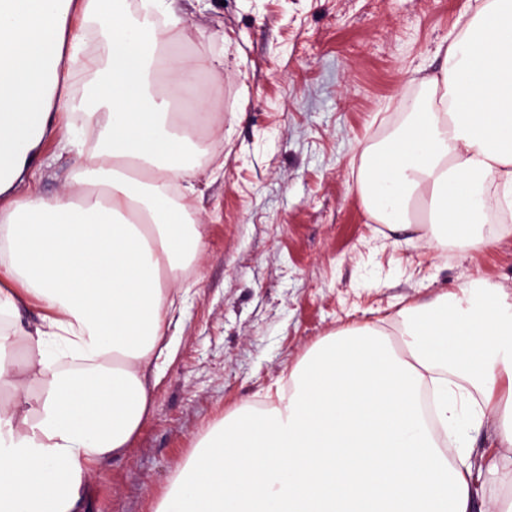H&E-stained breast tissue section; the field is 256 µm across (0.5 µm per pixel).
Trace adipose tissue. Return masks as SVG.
I'll list each match as a JSON object with an SVG mask.
<instances>
[{"label": "adipose tissue", "mask_w": 512, "mask_h": 512, "mask_svg": "<svg viewBox=\"0 0 512 512\" xmlns=\"http://www.w3.org/2000/svg\"><path fill=\"white\" fill-rule=\"evenodd\" d=\"M173 3L0 0V512H82L94 464L152 409L169 291L204 247L179 201L201 175L188 155L209 154L196 83L224 67L179 50ZM460 24L430 106L358 178L370 219L442 252L512 232L489 219L512 215V0ZM51 129L79 163L55 196L20 191ZM391 320L401 346L378 322L339 330L277 405L219 423L156 512H472L475 437L512 447V294L473 279Z\"/></svg>", "instance_id": "1"}]
</instances>
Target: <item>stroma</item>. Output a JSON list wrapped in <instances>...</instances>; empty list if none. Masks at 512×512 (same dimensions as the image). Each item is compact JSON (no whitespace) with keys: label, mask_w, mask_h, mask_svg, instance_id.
Segmentation results:
<instances>
[{"label":"stroma","mask_w":512,"mask_h":512,"mask_svg":"<svg viewBox=\"0 0 512 512\" xmlns=\"http://www.w3.org/2000/svg\"><path fill=\"white\" fill-rule=\"evenodd\" d=\"M199 33L186 52L224 58L222 99L185 203L205 249L176 295L154 402L125 455L96 466L86 512H154L173 472L225 416L265 409L336 330L483 276L512 292V234L440 253L384 236L358 191L363 152L430 101L458 17L476 0H176ZM35 186L77 162L47 134Z\"/></svg>","instance_id":"35a3bbf8"}]
</instances>
